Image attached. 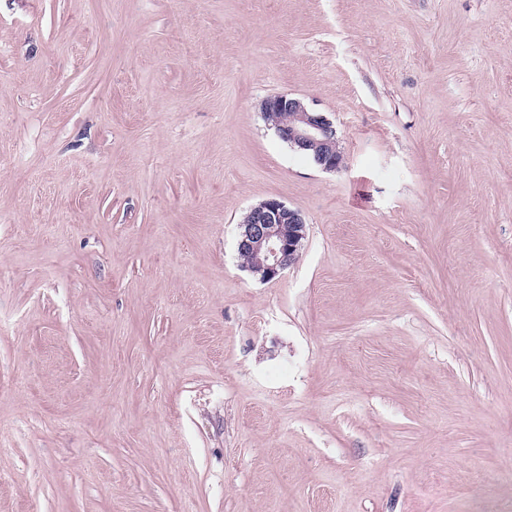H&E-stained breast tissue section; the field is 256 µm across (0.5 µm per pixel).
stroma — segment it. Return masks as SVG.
Wrapping results in <instances>:
<instances>
[{"instance_id": "35a3bbf8", "label": "stroma", "mask_w": 512, "mask_h": 512, "mask_svg": "<svg viewBox=\"0 0 512 512\" xmlns=\"http://www.w3.org/2000/svg\"><path fill=\"white\" fill-rule=\"evenodd\" d=\"M0 512H512V0H0ZM263 115L285 113L284 123L274 125L278 136L292 148L307 155L312 151L314 163L325 171L343 166L336 128L322 112L310 108L301 98L274 95L262 103ZM289 113V114H288ZM240 228L237 249L254 256L244 268L260 281L280 277L306 235L304 216L275 198L252 207Z\"/></svg>"}]
</instances>
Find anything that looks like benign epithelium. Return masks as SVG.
I'll return each instance as SVG.
<instances>
[{"instance_id": "benign-epithelium-1", "label": "benign epithelium", "mask_w": 512, "mask_h": 512, "mask_svg": "<svg viewBox=\"0 0 512 512\" xmlns=\"http://www.w3.org/2000/svg\"><path fill=\"white\" fill-rule=\"evenodd\" d=\"M263 115L285 113L287 119L275 125L278 136L292 148L312 153L314 163L325 171L343 166L336 128L323 113L302 99L274 95L262 103ZM237 249L254 256L245 269L261 281H272L291 265L306 235V221L297 210L276 198L262 201L246 214Z\"/></svg>"}]
</instances>
